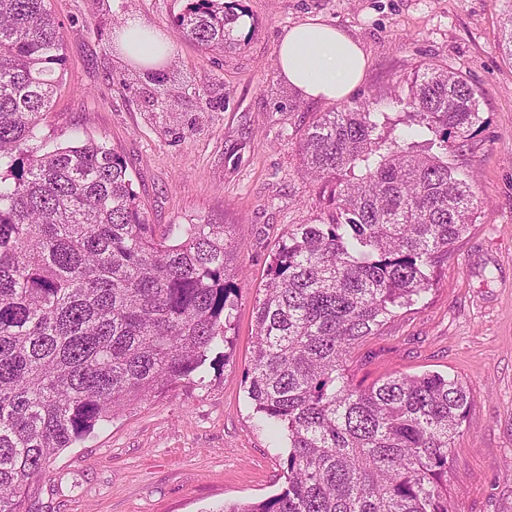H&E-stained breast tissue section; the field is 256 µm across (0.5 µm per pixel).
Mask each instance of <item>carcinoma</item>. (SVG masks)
Masks as SVG:
<instances>
[{
    "label": "carcinoma",
    "instance_id": "1",
    "mask_svg": "<svg viewBox=\"0 0 512 512\" xmlns=\"http://www.w3.org/2000/svg\"><path fill=\"white\" fill-rule=\"evenodd\" d=\"M242 17L188 0L177 22L224 51L241 46ZM63 65L48 0H0V512H28L50 459L120 411L203 384L235 307L226 225L157 235L120 154L44 131ZM403 104L396 137L365 103L305 135L302 165L336 181L335 212L276 248L245 376L256 414L286 436L287 486L222 512H457L448 469L467 387L433 372L364 387L347 359L432 289L478 211L448 163L449 139L481 121L475 90L428 65Z\"/></svg>",
    "mask_w": 512,
    "mask_h": 512
}]
</instances>
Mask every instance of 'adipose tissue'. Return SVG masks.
Wrapping results in <instances>:
<instances>
[{"label":"adipose tissue","instance_id":"1","mask_svg":"<svg viewBox=\"0 0 512 512\" xmlns=\"http://www.w3.org/2000/svg\"><path fill=\"white\" fill-rule=\"evenodd\" d=\"M277 63L280 78L302 97L330 101L348 96L358 86L367 58L345 32L310 18L282 34Z\"/></svg>","mask_w":512,"mask_h":512}]
</instances>
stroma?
<instances>
[{
  "label": "stroma",
  "mask_w": 512,
  "mask_h": 512,
  "mask_svg": "<svg viewBox=\"0 0 512 512\" xmlns=\"http://www.w3.org/2000/svg\"><path fill=\"white\" fill-rule=\"evenodd\" d=\"M240 48L202 49L176 17L185 0H50L65 44L63 84L46 131L105 140L124 159L149 223L227 225L239 270L230 344L201 386L180 385L125 411L38 477L30 512H219L286 484L276 439L250 407L244 375L254 308L275 247L300 224L327 223L332 185L313 180L299 147L320 113L367 103L402 118L419 67L461 74L481 124L448 160L483 208L453 246L432 290L348 356L354 383L438 372L458 377L471 404L453 450L448 491L458 512H512V60L501 28L512 0H238ZM160 30L176 62L168 96L115 49L129 16ZM317 17L368 58L346 98L307 100L280 79L281 34Z\"/></svg>",
  "instance_id": "stroma-1"
}]
</instances>
